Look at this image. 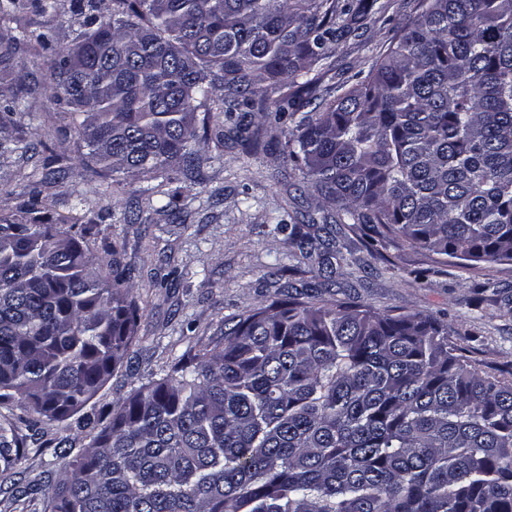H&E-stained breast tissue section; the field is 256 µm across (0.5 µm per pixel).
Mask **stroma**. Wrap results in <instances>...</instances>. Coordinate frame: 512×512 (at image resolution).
<instances>
[{
    "label": "stroma",
    "mask_w": 512,
    "mask_h": 512,
    "mask_svg": "<svg viewBox=\"0 0 512 512\" xmlns=\"http://www.w3.org/2000/svg\"><path fill=\"white\" fill-rule=\"evenodd\" d=\"M53 39L71 45L90 15L84 0H57ZM418 0H377L359 30L330 46L332 66L322 87L367 76L389 48L401 22L417 18ZM43 18L26 4L0 21V33L24 29L31 41L16 53V78L31 92L24 111L0 112V217L38 197L43 216L67 237L76 224H98L88 249L103 257L111 242L135 268L133 295L142 309L140 329L123 363L90 401L105 410L122 396L169 373L184 352L222 337L224 321L260 305L277 293L270 268H283L282 281L311 279L285 245V224L301 223L302 212L317 211L318 194L306 190L300 172L283 164L280 144L288 126L244 112L250 128L261 129L264 150L248 155L215 130L199 133L200 164L179 175L164 193L156 180L129 184L101 171L69 126V109L52 91L46 67L36 65V41ZM344 259L333 289L336 299L365 304L391 314L418 312L446 317L451 338L481 369L512 373V264L441 262L384 239L368 246L355 226L338 235ZM281 281V282H282ZM20 400L0 402V421L15 422L24 453L11 472L0 475V512H17L12 501L28 484L51 492L69 458L83 446L76 418L43 422L39 431L24 423ZM71 449H60L61 439Z\"/></svg>",
    "instance_id": "35a3bbf8"
}]
</instances>
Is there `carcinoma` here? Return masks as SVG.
Listing matches in <instances>:
<instances>
[{"label":"carcinoma","mask_w":512,"mask_h":512,"mask_svg":"<svg viewBox=\"0 0 512 512\" xmlns=\"http://www.w3.org/2000/svg\"><path fill=\"white\" fill-rule=\"evenodd\" d=\"M376 0H89L56 86L102 170L173 180L198 164L197 110L271 111L283 153L362 224L445 259L512 263V0H420L365 80L318 95L327 44ZM22 31L0 44L10 74ZM221 83L223 97L210 95ZM318 111L288 112L303 99ZM288 226L320 279L229 318L215 343L110 411L82 413L135 338V268L84 248L97 225L0 219V401L31 426L82 413L89 442L51 512H512V379L479 370L447 322L333 298L335 231ZM23 452L0 423V470Z\"/></svg>","instance_id":"cac0c4a2"}]
</instances>
